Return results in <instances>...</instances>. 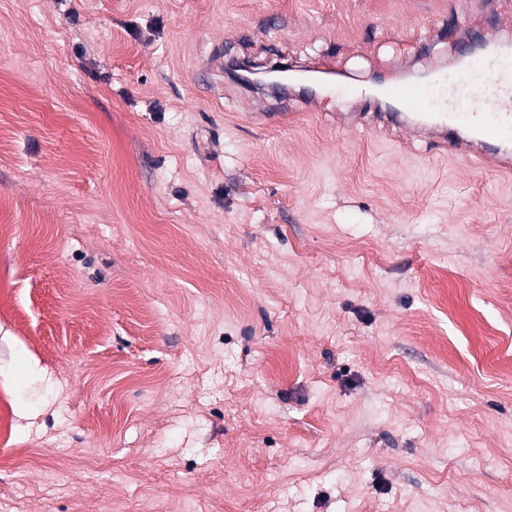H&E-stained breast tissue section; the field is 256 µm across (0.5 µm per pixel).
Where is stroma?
Here are the masks:
<instances>
[{"label": "stroma", "mask_w": 512, "mask_h": 512, "mask_svg": "<svg viewBox=\"0 0 512 512\" xmlns=\"http://www.w3.org/2000/svg\"><path fill=\"white\" fill-rule=\"evenodd\" d=\"M475 25L512 0H0V512H512V177L209 67Z\"/></svg>", "instance_id": "35a3bbf8"}]
</instances>
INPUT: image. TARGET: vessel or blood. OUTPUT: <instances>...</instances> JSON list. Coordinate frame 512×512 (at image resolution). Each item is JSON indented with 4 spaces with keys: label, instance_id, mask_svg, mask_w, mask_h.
Instances as JSON below:
<instances>
[{
    "label": "vessel or blood",
    "instance_id": "obj_1",
    "mask_svg": "<svg viewBox=\"0 0 512 512\" xmlns=\"http://www.w3.org/2000/svg\"><path fill=\"white\" fill-rule=\"evenodd\" d=\"M482 43L485 78L475 83L474 67L460 54L455 68L422 87L406 80L387 82L381 100L391 109L375 113V121L414 136L448 145L465 158L490 160L497 170L512 172V69L500 67V36Z\"/></svg>",
    "mask_w": 512,
    "mask_h": 512
}]
</instances>
